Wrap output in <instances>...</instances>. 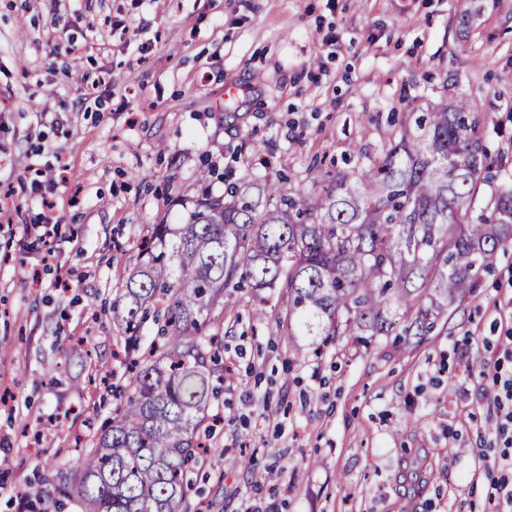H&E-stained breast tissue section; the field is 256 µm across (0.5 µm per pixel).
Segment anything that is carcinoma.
Here are the masks:
<instances>
[{"label": "carcinoma", "instance_id": "cac0c4a2", "mask_svg": "<svg viewBox=\"0 0 512 512\" xmlns=\"http://www.w3.org/2000/svg\"><path fill=\"white\" fill-rule=\"evenodd\" d=\"M478 127L468 101L445 99L413 113L365 168L326 171L310 188L244 179L225 196L202 191L182 223L153 225L112 302L129 389L112 391L109 425L76 471L29 494L66 496L84 512H179L189 464L216 431L224 309L246 288L279 289L300 328L315 321L336 339L389 334L393 304L403 335H427L438 318L427 290L464 298L512 239V184L472 214L493 164ZM149 321L157 338L136 358Z\"/></svg>", "mask_w": 512, "mask_h": 512}]
</instances>
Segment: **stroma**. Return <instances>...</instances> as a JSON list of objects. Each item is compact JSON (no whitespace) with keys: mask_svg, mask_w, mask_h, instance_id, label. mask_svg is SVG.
Returning a JSON list of instances; mask_svg holds the SVG:
<instances>
[{"mask_svg":"<svg viewBox=\"0 0 512 512\" xmlns=\"http://www.w3.org/2000/svg\"><path fill=\"white\" fill-rule=\"evenodd\" d=\"M460 96L494 161L479 211L512 182V0H0V512L75 471L107 425L93 378L129 382L112 300L149 225L192 209L203 166L215 197L247 175L309 182L356 145L377 160L408 112ZM36 163L66 179L49 246L24 232ZM511 327L512 241L418 342H328L277 290L245 292L224 314V427L188 503L489 512L477 363Z\"/></svg>","mask_w":512,"mask_h":512,"instance_id":"obj_1","label":"stroma"}]
</instances>
